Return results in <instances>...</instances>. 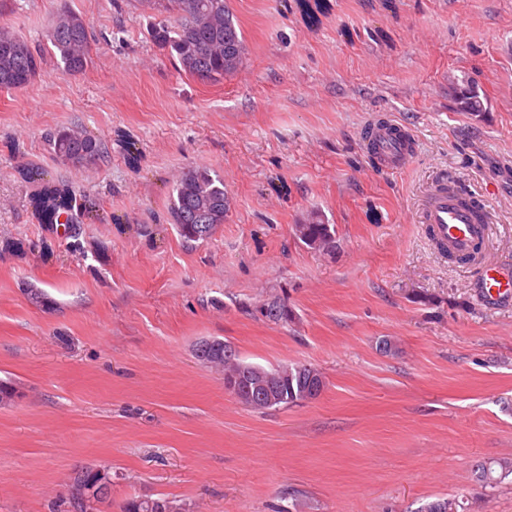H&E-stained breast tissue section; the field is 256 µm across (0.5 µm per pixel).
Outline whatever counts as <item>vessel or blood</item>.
I'll return each instance as SVG.
<instances>
[{
    "instance_id": "obj_1",
    "label": "vessel or blood",
    "mask_w": 512,
    "mask_h": 512,
    "mask_svg": "<svg viewBox=\"0 0 512 512\" xmlns=\"http://www.w3.org/2000/svg\"><path fill=\"white\" fill-rule=\"evenodd\" d=\"M373 136L377 141L373 159L378 168L404 169L415 153L414 139L398 134L391 126L374 127ZM420 221L439 247L466 259L474 257L490 225L483 203L448 179L438 181L427 194ZM480 287L484 297L492 301L512 297V274L498 265L482 264Z\"/></svg>"
}]
</instances>
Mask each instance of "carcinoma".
<instances>
[{"mask_svg":"<svg viewBox=\"0 0 512 512\" xmlns=\"http://www.w3.org/2000/svg\"><path fill=\"white\" fill-rule=\"evenodd\" d=\"M143 7L157 10L166 17L155 24L151 37L168 54L175 66L189 76L212 83L235 73L243 65L246 45L234 16L224 0H139ZM56 16L65 21V27L52 26L46 32L52 51L63 63L64 72L78 75L90 61L92 32L86 18L77 12L60 8ZM42 57L30 49L29 43L18 34L0 28V89L24 90L39 75ZM452 95L465 112L481 113L484 103L474 85L452 88ZM53 146L58 159L75 168L92 164L106 154L104 143L86 133L70 128L53 135ZM228 205L224 182L205 170L190 169L179 180L176 195L170 206V217L187 241H198L212 235L216 226L224 223ZM296 237L305 245L326 251L335 241L330 225L313 220L295 226ZM285 299L273 297L261 308V314L274 322H287ZM202 355L197 360L204 366L224 374V379L242 378L245 374L256 377L262 367L245 363L235 353L224 356V342L217 345L198 342ZM283 375L274 383L278 394L287 398L298 397L307 389V366L304 364L282 367ZM497 468L484 467L481 481L496 485L512 476V458L496 462ZM99 479L98 467H85L72 473L68 494L63 501L66 509L80 499L83 487L93 486ZM164 506V512H186L184 505L168 497H133L123 504L122 512H155V503Z\"/></svg>","mask_w":512,"mask_h":512,"instance_id":"obj_1","label":"carcinoma"}]
</instances>
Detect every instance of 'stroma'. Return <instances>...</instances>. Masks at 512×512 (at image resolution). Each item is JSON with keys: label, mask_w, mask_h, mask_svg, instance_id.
Returning a JSON list of instances; mask_svg holds the SVG:
<instances>
[{"label": "stroma", "mask_w": 512, "mask_h": 512, "mask_svg": "<svg viewBox=\"0 0 512 512\" xmlns=\"http://www.w3.org/2000/svg\"><path fill=\"white\" fill-rule=\"evenodd\" d=\"M228 4L246 59L202 83L135 0H0L32 48L62 6L95 36L82 74L49 54L26 90L0 89V512H55L69 475L99 465L116 510L147 494L188 512H512V477L478 479L512 458V301L484 299L417 222L454 179L491 214L486 261L512 271V0ZM471 82L478 116L448 93ZM379 118L416 143L403 170L366 151ZM74 126L102 161L56 158L51 135ZM198 168L228 209L188 243L169 209ZM48 189L71 193L75 234L41 221ZM312 219L334 252L295 237ZM276 294L292 323L260 314ZM214 338L319 369L321 396L243 406L194 355Z\"/></svg>", "instance_id": "35a3bbf8"}]
</instances>
